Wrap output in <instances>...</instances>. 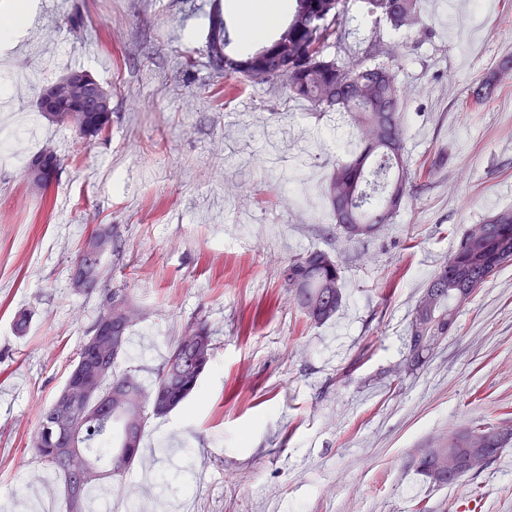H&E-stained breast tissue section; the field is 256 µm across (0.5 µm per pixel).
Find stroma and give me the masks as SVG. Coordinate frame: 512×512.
<instances>
[{
  "instance_id": "stroma-1",
  "label": "stroma",
  "mask_w": 512,
  "mask_h": 512,
  "mask_svg": "<svg viewBox=\"0 0 512 512\" xmlns=\"http://www.w3.org/2000/svg\"><path fill=\"white\" fill-rule=\"evenodd\" d=\"M0 42V512L32 507L50 472L32 451L40 411L63 386L101 311L125 289L140 310L119 371L152 381L187 323H207L215 359L197 394L150 419L153 480L133 466L112 501L129 512H512V448L462 483L435 487L412 459L448 433L512 414V265L458 313L407 372L414 306L459 238L512 207V73L492 100L469 88L512 55V0L423 12L430 35L396 31L348 0L344 48L393 47L405 89V157L428 163L394 223L348 241L316 189L354 135L282 85L219 78L202 55L212 0H68ZM195 66L185 69L186 59ZM112 92L107 137L83 138L37 108L73 66ZM54 147L44 194L23 179ZM118 242L93 293L70 268L87 234ZM324 251L345 301L324 325L300 313L282 273ZM27 310L26 335L12 318Z\"/></svg>"
}]
</instances>
